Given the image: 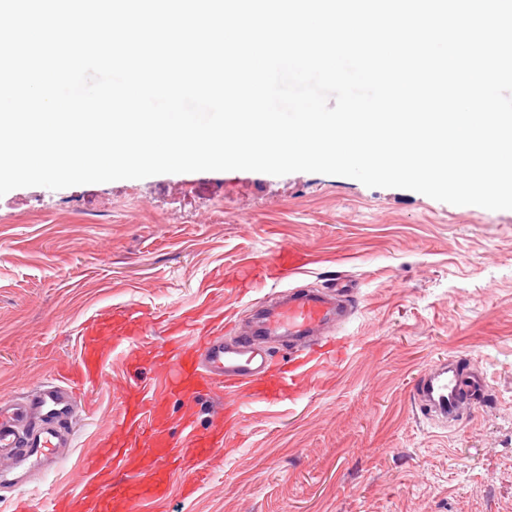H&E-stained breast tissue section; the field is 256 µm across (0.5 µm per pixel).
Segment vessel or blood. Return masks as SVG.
<instances>
[{"label":"vessel or blood","instance_id":"b4317fda","mask_svg":"<svg viewBox=\"0 0 512 512\" xmlns=\"http://www.w3.org/2000/svg\"><path fill=\"white\" fill-rule=\"evenodd\" d=\"M310 262L309 255L282 247L266 263L255 265L252 277L293 278ZM352 310L346 291L331 295L292 288L277 300L262 304L253 323L232 341H225L219 327L188 345L169 337L156 350V372L172 393L202 386L224 388L231 395L224 420L235 424L254 405L294 398L304 378L332 364L336 347L333 327L348 320ZM141 332L139 316L127 310L113 312L84 331L77 366L46 379L24 401L1 400L0 468L38 462L59 447L70 430L80 391L93 386L98 378L105 346L112 339H121L128 359H135ZM274 342L288 343L297 351V359L273 367L270 345ZM472 380L459 364L433 365L415 385V403L430 418L458 419L461 399ZM157 406L153 391L135 390L129 411L107 441L85 460L80 492L58 500L53 512H76L86 501L92 502L95 512H124L127 504L136 501L164 499L169 493L170 466L208 457L223 447L221 431L196 433L189 419L182 426L183 435L190 439L188 447H172L166 433L157 432L151 424Z\"/></svg>","mask_w":512,"mask_h":512}]
</instances>
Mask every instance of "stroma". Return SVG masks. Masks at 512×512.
<instances>
[{"label":"stroma","instance_id":"obj_1","mask_svg":"<svg viewBox=\"0 0 512 512\" xmlns=\"http://www.w3.org/2000/svg\"><path fill=\"white\" fill-rule=\"evenodd\" d=\"M223 198H216V191ZM289 246L313 262L296 279L347 284L355 313L336 329L335 366L295 401L257 405L209 462L211 481L136 512H512V210L452 205L336 175L233 170L160 174L0 196V397L29 396L77 360L84 329L123 307L144 321L143 359L204 303L247 318L278 294L250 288L253 261ZM464 361L484 386L456 421L432 423L413 392L433 364ZM129 384L122 351L78 399L68 447L0 485L49 512L107 438ZM208 389L161 400L172 441L185 416L223 428Z\"/></svg>","mask_w":512,"mask_h":512}]
</instances>
